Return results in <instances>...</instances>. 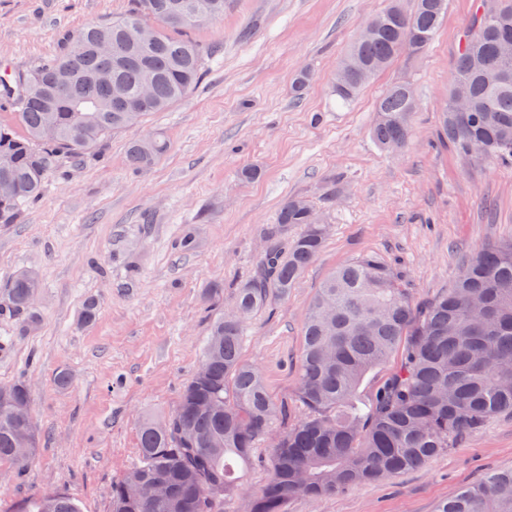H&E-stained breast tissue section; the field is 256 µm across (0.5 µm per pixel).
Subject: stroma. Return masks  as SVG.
Masks as SVG:
<instances>
[{"mask_svg": "<svg viewBox=\"0 0 512 512\" xmlns=\"http://www.w3.org/2000/svg\"><path fill=\"white\" fill-rule=\"evenodd\" d=\"M479 0H448L429 49L402 55L347 107L331 82L349 46L388 0H227L224 17L191 30L216 45L196 88L138 128L112 134L82 160L63 159L45 195L0 223V290L35 270L40 322L17 320L0 293V384L23 379L41 444L25 472L0 463V512L45 492L81 512H108L114 479L138 460V429L176 405L214 315L253 274L260 231L291 196L311 200L331 226L317 259L287 298L253 313L243 357L274 398L292 397L301 327L337 267L375 253L394 265L417 301L448 289L470 252L512 238V164L473 162L448 142L441 113L457 51ZM131 0H0V71L23 73L56 56L80 28L125 13ZM310 71L304 91L295 78ZM413 87L418 108L399 153L370 128L383 93ZM154 133L168 148L129 167L132 141ZM261 172L242 181L245 167ZM192 250L179 246L184 234ZM220 289L219 300L207 291ZM98 315L84 323L86 302ZM68 370V387L54 376ZM512 467V416L423 468L355 486L287 512H434L455 488Z\"/></svg>", "mask_w": 512, "mask_h": 512, "instance_id": "35a3bbf8", "label": "stroma"}]
</instances>
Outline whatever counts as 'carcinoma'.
Here are the masks:
<instances>
[{"label":"carcinoma","mask_w":512,"mask_h":512,"mask_svg":"<svg viewBox=\"0 0 512 512\" xmlns=\"http://www.w3.org/2000/svg\"><path fill=\"white\" fill-rule=\"evenodd\" d=\"M447 9L448 0H389L375 33L357 38L344 55L332 95L348 106L395 57L424 53ZM223 17L224 0H133L123 15L74 32L33 70L0 75V97L16 121L0 122V181L13 184V193L0 197V223H11L42 195L62 157L81 158L112 133L186 98L215 49L169 31ZM106 41L109 55L100 49ZM506 41L512 42V0H480L452 78V86L471 94L470 111L455 112L450 99L441 119L448 141L468 160H512V81H493L494 71H512V53L502 54ZM103 69L132 106L116 104L112 87L97 82ZM145 80L152 83L148 97L141 96ZM44 92L55 93L50 112ZM416 109L407 83L391 86L371 128L376 144H406ZM472 141L484 145L483 154L469 151ZM165 150L162 138L147 136L130 146L127 162L142 169ZM314 211L304 198L282 201L262 229L268 249L230 307L249 315L288 295L329 235L330 225L310 222ZM292 227L299 232L290 239ZM36 287L37 277L20 271L3 289L24 332L39 321L29 304ZM245 324L224 314L213 320L200 356L206 376L196 372L185 382L166 416L169 429L142 422L139 461L112 482L109 512H224L227 499L240 500L243 512H285L294 498L319 500L417 470L491 418L512 414V240L474 251L451 288L418 303L402 275L376 254L335 270L307 313L291 402L273 398L259 367L243 359ZM399 350L400 363L371 396H361L364 380ZM293 404L301 415L292 416ZM184 430L192 432L187 442L179 437ZM27 433L40 441L33 416L19 420L0 408V462L27 468L30 459L15 455ZM272 433L278 439L269 444L268 478L250 493L245 477L254 449ZM133 479L164 482L172 510L127 499L124 485ZM24 512L80 510L56 493L31 498ZM436 512H512V468L460 486Z\"/></svg>","instance_id":"carcinoma-1"}]
</instances>
